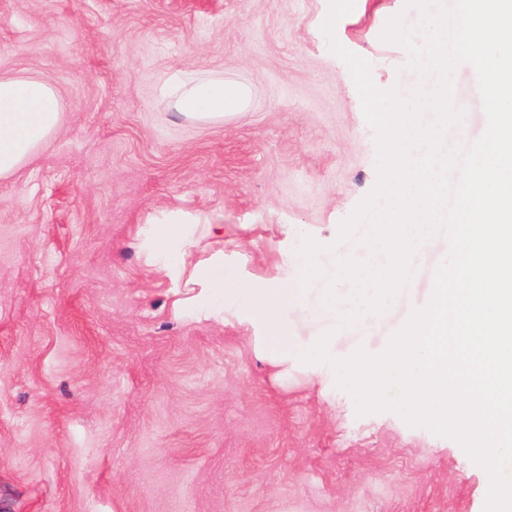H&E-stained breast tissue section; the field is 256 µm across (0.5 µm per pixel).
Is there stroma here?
Listing matches in <instances>:
<instances>
[{"instance_id": "stroma-1", "label": "stroma", "mask_w": 512, "mask_h": 512, "mask_svg": "<svg viewBox=\"0 0 512 512\" xmlns=\"http://www.w3.org/2000/svg\"><path fill=\"white\" fill-rule=\"evenodd\" d=\"M338 42L381 89L413 84L387 20L405 0H356ZM329 0H0V74L57 88L60 129L0 182V512H484L487 472L453 439L396 413L357 415L314 358L280 371L239 320L179 305L147 262L148 227L181 212L219 224L224 267L297 291L288 334L332 325L315 304L337 259L340 222L373 188L375 132L321 25ZM223 73L249 108L221 125L186 120L168 74ZM464 126L487 119L472 66L454 74ZM325 272L297 288L285 266L304 236ZM437 236L420 277L379 316L381 352L433 289Z\"/></svg>"}]
</instances>
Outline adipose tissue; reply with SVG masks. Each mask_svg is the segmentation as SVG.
<instances>
[{
  "label": "adipose tissue",
  "mask_w": 512,
  "mask_h": 512,
  "mask_svg": "<svg viewBox=\"0 0 512 512\" xmlns=\"http://www.w3.org/2000/svg\"><path fill=\"white\" fill-rule=\"evenodd\" d=\"M175 112L185 119L223 123L244 111L251 91L243 83L222 75L171 74L163 83ZM65 105L49 82L31 76L0 75V181L14 178L57 133ZM198 225L181 223L166 214L152 225L150 255L157 267L181 287L194 290L192 308L205 316H224V294L233 290L259 316L264 327V346L275 358L287 359L295 345L284 314L294 301L292 289L276 281L245 282L224 269L223 251L204 253L199 248Z\"/></svg>",
  "instance_id": "adipose-tissue-1"
}]
</instances>
